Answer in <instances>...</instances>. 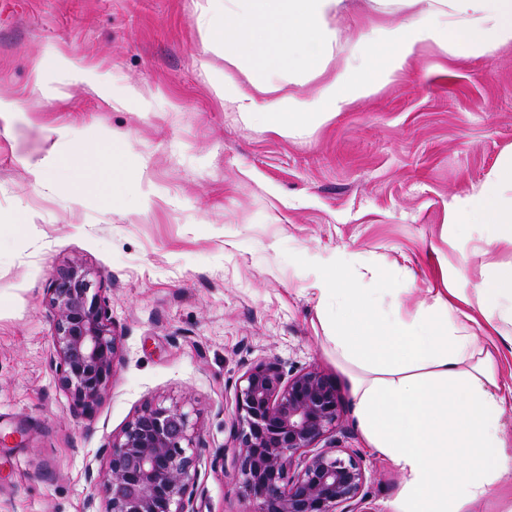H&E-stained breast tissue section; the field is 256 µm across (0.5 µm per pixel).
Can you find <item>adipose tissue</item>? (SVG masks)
Wrapping results in <instances>:
<instances>
[{
	"mask_svg": "<svg viewBox=\"0 0 512 512\" xmlns=\"http://www.w3.org/2000/svg\"><path fill=\"white\" fill-rule=\"evenodd\" d=\"M247 10L215 13L205 32L223 53L218 94L233 98L243 118L292 136L326 123L359 98L374 95L424 45L444 54H484L512 44V0H407L419 11L409 21L373 28L352 42L355 66L321 86L310 100L277 96L269 72L320 68L334 32L327 19L344 0H247ZM251 51L249 89L228 71ZM512 158L448 203L449 220L482 226L491 245L512 248ZM322 298H335L329 337L344 366L352 413L366 448L401 474L390 512H466L494 488L512 481V385L498 369L497 348L476 346L469 332L477 314L497 312L512 325V269L478 284L473 294L448 287L419 316L384 312L366 289L348 284L338 267L319 278ZM462 468H448L449 455Z\"/></svg>",
	"mask_w": 512,
	"mask_h": 512,
	"instance_id": "obj_1",
	"label": "adipose tissue"
}]
</instances>
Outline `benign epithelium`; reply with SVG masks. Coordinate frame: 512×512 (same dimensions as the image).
Instances as JSON below:
<instances>
[{"label": "benign epithelium", "instance_id": "7a95c632", "mask_svg": "<svg viewBox=\"0 0 512 512\" xmlns=\"http://www.w3.org/2000/svg\"><path fill=\"white\" fill-rule=\"evenodd\" d=\"M54 313L55 369L77 412L101 398L120 338L100 284L75 262L47 288ZM341 397L332 379L311 367L285 371L276 360L251 365L240 378L232 450L239 493L251 512H368L363 461L353 448L315 445L336 432ZM195 427L178 405L147 404L112 437L105 470L88 472L104 512H196Z\"/></svg>", "mask_w": 512, "mask_h": 512}]
</instances>
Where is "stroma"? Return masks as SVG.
<instances>
[{"label":"stroma","mask_w":512,"mask_h":512,"mask_svg":"<svg viewBox=\"0 0 512 512\" xmlns=\"http://www.w3.org/2000/svg\"><path fill=\"white\" fill-rule=\"evenodd\" d=\"M337 44L412 15L403 0H347ZM208 0H0V512H102L87 469L140 408L179 405L196 421L197 512H248L232 441L235 388L254 363L316 367L343 397L348 378L320 300L330 261L355 284L400 291L413 316L447 282L470 288L512 267V248L448 221V200L512 151V46L479 56L417 51L375 95L306 134L242 120L217 95ZM280 74L309 99L335 78ZM102 75L113 106L71 67ZM42 84L43 94L32 92ZM124 143L113 144V133ZM84 151L40 185L21 158ZM81 262L100 283L120 352L86 414L55 370L52 277ZM336 443L361 450L368 504L386 512L400 474L365 451L351 411Z\"/></svg>","instance_id":"35a3bbf8"}]
</instances>
